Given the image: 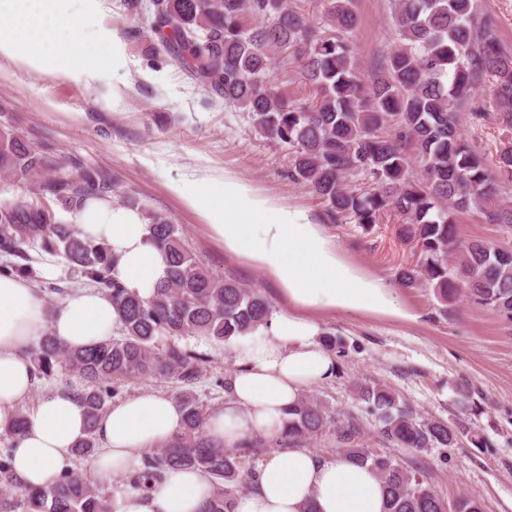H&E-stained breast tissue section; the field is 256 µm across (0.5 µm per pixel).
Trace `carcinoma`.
<instances>
[{"instance_id": "obj_1", "label": "carcinoma", "mask_w": 512, "mask_h": 512, "mask_svg": "<svg viewBox=\"0 0 512 512\" xmlns=\"http://www.w3.org/2000/svg\"><path fill=\"white\" fill-rule=\"evenodd\" d=\"M328 28L314 31L288 0H151L150 30L172 58L214 96L245 113L255 133L288 151L291 179L324 200L334 221L370 230L393 209L399 234L416 242L423 256L399 273L407 287L427 286L443 303L464 288L479 305L512 324V245L461 240L458 217L476 211L487 224L512 230V138L495 161L485 162L459 128V111L485 77L492 82V112H473L512 132V53L505 51L497 23L479 13L477 0H389L395 47L365 74L349 39L359 23L354 0H325ZM287 53L314 91L308 104L270 78L273 56ZM0 172L36 180L51 205H0V251L22 252L38 243L63 254L105 289L122 315L120 335L82 350L46 335L31 351L37 374L56 369L85 381L81 403L88 430L75 446L86 456L97 447L96 425L109 409L110 383L129 378L172 379L191 385L199 357L179 344L188 336L218 343L255 332L271 306L253 288L214 276L187 248L175 224L148 215L169 264L168 278L143 301L111 277L107 248L81 236L59 211L89 197L112 194V178L77 161L47 155L30 139L0 126ZM381 434L406 448H452L457 431L440 421L418 422L395 397L377 387L362 391ZM181 432L143 460L125 487L149 490L168 469L194 468L213 479L202 512H233L236 494L249 486L242 466L246 449L213 444L203 433L205 411L185 392L179 399ZM330 415L302 397L288 408L284 437L317 434ZM26 425L20 411L4 430L14 438ZM386 484V512H446L426 478L388 456L349 448ZM21 489L28 512H112L100 487L76 472L53 486L26 488L14 475L10 453L0 456V493Z\"/></svg>"}]
</instances>
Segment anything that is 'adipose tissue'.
I'll use <instances>...</instances> for the list:
<instances>
[{"instance_id": "obj_1", "label": "adipose tissue", "mask_w": 512, "mask_h": 512, "mask_svg": "<svg viewBox=\"0 0 512 512\" xmlns=\"http://www.w3.org/2000/svg\"><path fill=\"white\" fill-rule=\"evenodd\" d=\"M101 0H0V61L34 75L92 84L122 62L119 36L100 23ZM184 206L208 237L244 257L277 283L288 303L263 326L261 337L235 345L240 366L224 406L206 418L204 432L216 445L258 434L283 436L287 409L304 390L329 380L336 358L321 341L313 310L409 319L395 288L364 274L343 258L321 224L282 205L251 182L228 172L174 183ZM67 221L114 259L112 278L142 300L152 298L167 264L141 210L91 197L69 211ZM122 327L111 298L95 288L69 291L46 309L39 288L0 275V420L25 398L37 378L28 354L45 331L66 347L108 341ZM76 375L62 371L27 414V429L14 441L13 470L22 483L50 486L74 466L73 447L86 434ZM183 414L171 397L152 390L127 398L98 421V446L88 464L105 483L127 476L146 454L171 438ZM210 477L200 470L171 469L150 492L117 490L112 512H199L210 496ZM385 512L378 473L348 455L321 456L307 448L268 453L235 500L234 512Z\"/></svg>"}]
</instances>
